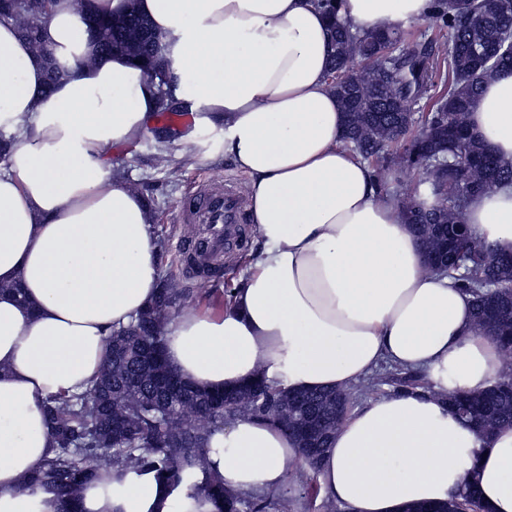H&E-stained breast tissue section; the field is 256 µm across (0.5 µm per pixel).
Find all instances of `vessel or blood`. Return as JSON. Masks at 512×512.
<instances>
[{"mask_svg":"<svg viewBox=\"0 0 512 512\" xmlns=\"http://www.w3.org/2000/svg\"><path fill=\"white\" fill-rule=\"evenodd\" d=\"M178 211L181 216L204 227L200 241L184 242L179 246L182 270L186 274L218 276L219 263L247 244V198L235 182L183 200Z\"/></svg>","mask_w":512,"mask_h":512,"instance_id":"b4317fda","label":"vessel or blood"}]
</instances>
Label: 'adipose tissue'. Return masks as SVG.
<instances>
[{"label":"adipose tissue","mask_w":512,"mask_h":512,"mask_svg":"<svg viewBox=\"0 0 512 512\" xmlns=\"http://www.w3.org/2000/svg\"><path fill=\"white\" fill-rule=\"evenodd\" d=\"M135 5L170 45L178 99L251 181L260 245L244 288L217 315L165 320L164 355L207 389L264 377L291 390L347 389L380 365L425 372L434 392L370 399L337 428L317 469L350 512H404L447 501L475 482L489 512H512V426L480 437L449 394L488 386L499 341L474 329L473 303L431 273L392 194L343 142L327 79L332 30L316 0H54L43 41L68 74L44 93V67L12 22H0V128L14 137L0 168V512H56L22 479L51 456L46 398L85 390L113 329L157 296L155 216L107 155L139 140L158 88L123 55L97 53L86 14ZM432 0H342L355 32L424 20ZM475 132L512 161V73L483 86ZM473 234L512 245V185L470 200ZM23 297H16L14 287ZM213 468L232 494L284 487L301 452L281 425L238 418L213 442ZM82 512H216L165 495L153 475L109 473Z\"/></svg>","instance_id":"ef3b65f1"}]
</instances>
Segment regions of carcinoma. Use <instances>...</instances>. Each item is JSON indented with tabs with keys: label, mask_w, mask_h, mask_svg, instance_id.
Wrapping results in <instances>:
<instances>
[{
	"label": "carcinoma",
	"mask_w": 512,
	"mask_h": 512,
	"mask_svg": "<svg viewBox=\"0 0 512 512\" xmlns=\"http://www.w3.org/2000/svg\"><path fill=\"white\" fill-rule=\"evenodd\" d=\"M53 0H37L36 9L17 23L21 37L42 58L44 91L49 93L65 77L67 64L54 56L41 39ZM332 22L334 52L331 69L347 74L345 83L332 85L345 114L344 142L355 155L399 174L424 168L434 157L468 162L464 172L448 168L426 191L415 187L395 190L408 224L426 251L439 250L445 239L463 235L464 255L450 261L440 274L448 276L474 296V325L498 339L504 359L498 378L484 390L455 393L448 404L483 436L512 425V248H501L471 233L465 206L479 195L512 184V163L503 162L473 132L470 113L484 83L500 72H512V0H435L426 17L434 33L440 60L423 45L405 48L403 25H384L359 34L337 22L339 0H320ZM104 54L139 55L159 72L167 45L149 20L129 8L105 18L94 39ZM428 102L422 126L434 131L422 142V131L412 133L417 118L410 103ZM192 290L162 280L153 305L129 326L107 338L108 352L95 384L81 392L52 395L44 410L55 442L54 455L45 459L25 486L52 488L57 512H81L86 489L99 475L114 469L138 475L152 474L170 491L189 497L204 496L217 512H275L282 492L243 497L224 491L212 471L209 455L216 433L238 417L270 420L279 409L297 419L315 418L320 431L311 442L297 438L302 458L318 455L350 414L344 390H312L291 399L288 391L258 379L260 397L248 388L224 396L184 381L166 363H150L146 348L163 341L164 320L183 310ZM403 391L428 389L413 375L397 376ZM485 510L471 487H463L447 501L408 506L405 512H466Z\"/></svg>",
	"instance_id": "1"
}]
</instances>
